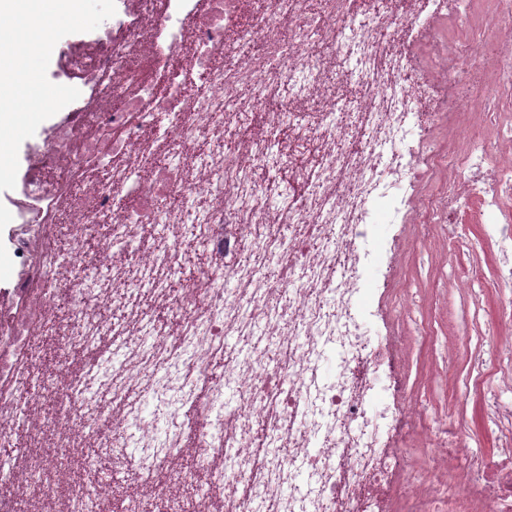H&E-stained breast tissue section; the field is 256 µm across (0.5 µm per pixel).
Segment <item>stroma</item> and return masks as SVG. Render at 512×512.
I'll list each match as a JSON object with an SVG mask.
<instances>
[{
  "label": "stroma",
  "instance_id": "obj_1",
  "mask_svg": "<svg viewBox=\"0 0 512 512\" xmlns=\"http://www.w3.org/2000/svg\"><path fill=\"white\" fill-rule=\"evenodd\" d=\"M460 235L467 245L459 250L451 240ZM389 255L416 303L414 312L401 317L389 302L380 305L375 327L383 359L394 362L390 376L415 400L440 410L450 404L463 407L473 428L471 447L490 452L504 443L506 435L487 428L482 412L485 397L468 381L480 370L489 378V389H499L504 381L492 353L497 339L491 327L500 306L512 300V287L497 278L496 247L484 239L474 211L468 209L449 225L444 238L422 236L410 224L396 225ZM474 268L481 270L482 277L469 293L460 281ZM55 442V434L48 431L24 442L25 452L39 459L57 488L49 497L20 489L26 512H67V491L83 480L74 459L58 456ZM126 476L124 464L114 465L112 512H129L134 498L143 512H203L224 501L223 485L205 476L195 478L194 489H177L166 500L148 487L127 492Z\"/></svg>",
  "mask_w": 512,
  "mask_h": 512
}]
</instances>
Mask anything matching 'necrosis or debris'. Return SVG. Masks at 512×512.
Returning a JSON list of instances; mask_svg holds the SVG:
<instances>
[{
    "label": "necrosis or debris",
    "instance_id": "4bbe7bcc",
    "mask_svg": "<svg viewBox=\"0 0 512 512\" xmlns=\"http://www.w3.org/2000/svg\"><path fill=\"white\" fill-rule=\"evenodd\" d=\"M381 2L367 19L356 0H258L239 28L238 0H119L101 35L62 46L82 87L20 186L14 281L0 290V447L30 434L19 412L38 378L60 455L83 443L150 450L140 478L164 471L161 498L188 478L172 461L190 423L193 471L223 482L224 512H264L270 499L281 512H374L417 438L442 452V470L431 483L411 477L397 495L403 512H512V446L475 453L465 416L430 419L383 383L379 345L358 326L376 288L404 286L378 251L393 224H452L477 205L503 256L499 279L512 284V0H431L428 23ZM395 19L408 33L401 45L387 34ZM410 67L417 75L403 82ZM345 82L360 93L337 100ZM476 83L485 91L475 97ZM157 111L168 121L155 130ZM257 112L273 115L265 133L226 153L227 135ZM151 129L176 167L146 177L117 165ZM285 129L297 192L274 201L252 171ZM105 132L119 153L99 152ZM144 224L157 230L146 253L134 245ZM248 237L267 266L242 262ZM194 245L206 262L173 287ZM98 293L119 314L102 317ZM149 293L167 296L177 332L129 314ZM55 330L61 356L104 347L105 365L60 386L19 359ZM386 395L398 411L366 424ZM302 473L313 488L300 489ZM111 499V485L91 479L70 489L69 512H107Z\"/></svg>",
    "mask_w": 512,
    "mask_h": 512
}]
</instances>
